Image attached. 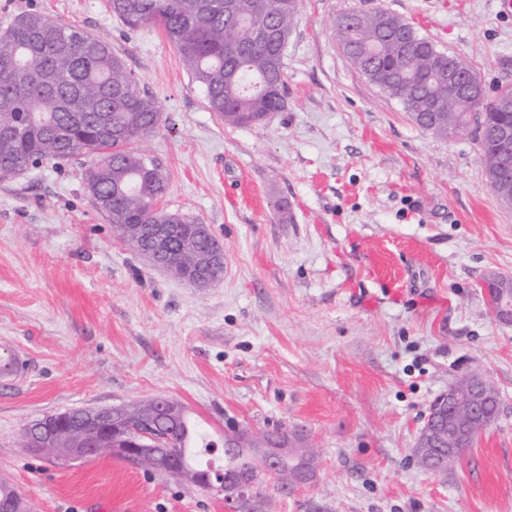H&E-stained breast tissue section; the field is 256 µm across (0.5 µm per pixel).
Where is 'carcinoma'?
Returning a JSON list of instances; mask_svg holds the SVG:
<instances>
[{
    "instance_id": "cac0c4a2",
    "label": "carcinoma",
    "mask_w": 512,
    "mask_h": 512,
    "mask_svg": "<svg viewBox=\"0 0 512 512\" xmlns=\"http://www.w3.org/2000/svg\"><path fill=\"white\" fill-rule=\"evenodd\" d=\"M112 14L129 27L161 25L186 67L205 91L207 105L225 124L250 126L285 107L284 56L299 0H109ZM336 33L357 68L401 103L421 128L446 138L475 124L488 181L498 199L512 186V158L502 154L497 132L512 125V112L478 99L473 89L448 94V68L472 73L458 56L448 57L400 17L384 11H348ZM160 121L155 100L143 95L109 45L76 27L39 12L14 16L0 32V180L44 162L84 159L95 207L119 237L136 235L138 224L182 226L170 270L186 274L192 255L209 247L194 221L159 207L167 189L160 165L133 144L155 132ZM87 409L62 411L63 431L86 418ZM132 421L145 418L164 445L186 456L189 471L179 476L204 489L216 477L203 461L213 441L189 414L174 418L147 413L138 402L124 408ZM98 435L112 447L126 444L124 430L106 421ZM462 449L414 448L418 464L431 471L448 467ZM315 457L291 459L275 478L283 489L294 472L314 469Z\"/></svg>"
}]
</instances>
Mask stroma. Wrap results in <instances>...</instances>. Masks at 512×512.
Wrapping results in <instances>:
<instances>
[{
  "mask_svg": "<svg viewBox=\"0 0 512 512\" xmlns=\"http://www.w3.org/2000/svg\"><path fill=\"white\" fill-rule=\"evenodd\" d=\"M389 11L467 61L494 96L512 86L500 0H301L284 58L286 107L224 125L154 23L108 0H0V29L37 11L104 39L161 109L136 143L168 177L160 205L208 225L224 276L197 288L132 252L93 205L84 167L0 181V467L35 512H512V322L482 277L512 278V207L474 133L439 137L372 84L335 33L346 11ZM468 374L497 420L447 470L413 450L433 402ZM183 403L225 431L301 433L313 481L264 484L251 506L114 455L27 453L46 413Z\"/></svg>",
  "mask_w": 512,
  "mask_h": 512,
  "instance_id": "35a3bbf8",
  "label": "stroma"
}]
</instances>
